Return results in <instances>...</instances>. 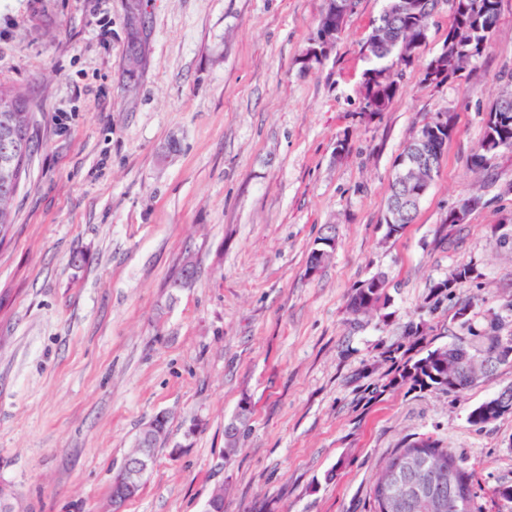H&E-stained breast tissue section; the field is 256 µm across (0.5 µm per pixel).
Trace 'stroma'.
<instances>
[{
  "instance_id": "35a3bbf8",
  "label": "stroma",
  "mask_w": 512,
  "mask_h": 512,
  "mask_svg": "<svg viewBox=\"0 0 512 512\" xmlns=\"http://www.w3.org/2000/svg\"><path fill=\"white\" fill-rule=\"evenodd\" d=\"M383 5L356 0L308 66L326 0H0V84L27 93L36 139L0 243V489L15 512H108L114 474L161 412L167 435L123 512H203L220 486L224 512H372L380 464L427 436L471 473L476 512H512L498 495L512 413L467 419L512 364L458 396L389 384L399 363L490 319L512 331V248L498 242L512 231V150L488 178L469 165L512 72V0L489 51L428 85L418 68L453 21L439 0L418 67L370 115L363 45ZM442 112L440 169L414 222L387 236L393 163ZM329 225L332 257L308 274ZM187 259L193 284L170 288ZM462 264L476 278L429 310L430 282ZM378 272L385 305L352 316V287ZM306 57L307 64L315 58L324 59L336 44V30L331 27L320 29L319 34L311 41ZM248 410L246 407H240V411L235 417L230 420L224 427L225 439V453L231 454L238 450L237 443L240 437L244 434L249 418L247 417Z\"/></svg>"
}]
</instances>
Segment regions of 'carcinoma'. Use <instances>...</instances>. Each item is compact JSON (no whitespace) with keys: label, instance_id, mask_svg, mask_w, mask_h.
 Masks as SVG:
<instances>
[{"label":"carcinoma","instance_id":"carcinoma-1","mask_svg":"<svg viewBox=\"0 0 512 512\" xmlns=\"http://www.w3.org/2000/svg\"><path fill=\"white\" fill-rule=\"evenodd\" d=\"M402 0H385L382 11L375 22L369 39L376 41L369 59L370 67L364 73V103L362 111L375 114L385 111L398 94L401 80L407 69L414 67L415 56L411 46L421 44L428 37L429 19L438 0H425L424 9L417 15L407 13L401 7ZM454 22L449 33L455 34L462 41L471 43L473 54L468 58L456 56L448 51L445 60L446 74L434 79L428 78L426 69H421V82L439 84L462 71L470 62L482 57L490 48L495 34L500 0H451ZM348 12L344 0H327L326 8L320 17L318 26L329 22L344 25ZM9 97L26 103L24 112L0 111V131L9 134L17 132L15 138L5 144L6 152H0V161L8 159L16 164V178L5 184L0 182V244L7 237L11 224V202L20 191L23 179L36 149L31 128L33 124L32 103L22 93L0 87V98ZM449 138L448 129H438V133L429 136L425 142L411 139L410 144L417 147L419 157L443 156V149ZM493 138L512 142V78L508 79L501 94L487 111L482 142ZM434 180L427 167L417 164L414 174L400 180L393 178L390 194L386 204V214L392 209L403 210L400 219L386 224V236H396L404 226L413 222L423 196L418 189L424 178ZM473 268L463 265L455 268L446 278L430 285L428 299L439 301L440 298L453 294L454 290L472 279ZM387 281L382 274L373 275L360 281L348 296L347 308L354 316H365L379 308L385 298ZM501 325L490 324L489 331L474 334L466 342L454 346H438L428 350L425 356L416 360H407L397 366V373L390 379L391 385H408L413 389H427L460 394L474 382L478 375L492 373L506 363H512V357H501L503 341L512 342V333L503 336ZM512 402V384L505 386L495 397L475 406L468 413V421L473 426H481L499 418L492 405L500 398ZM248 409L240 408L235 417L224 427L225 453L237 451V443L244 434L249 418ZM424 454L429 458V468L424 478L441 491H448V464L455 465L461 490L469 493L470 475L456 464V460L441 448L439 441L431 437L409 441L386 460L394 465L401 456Z\"/></svg>","mask_w":512,"mask_h":512}]
</instances>
